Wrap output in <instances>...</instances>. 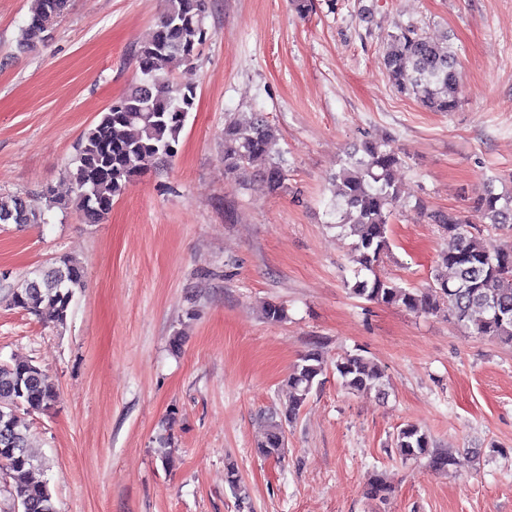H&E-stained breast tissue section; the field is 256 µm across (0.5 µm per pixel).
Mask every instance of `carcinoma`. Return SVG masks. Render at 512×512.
Instances as JSON below:
<instances>
[{
    "mask_svg": "<svg viewBox=\"0 0 512 512\" xmlns=\"http://www.w3.org/2000/svg\"><path fill=\"white\" fill-rule=\"evenodd\" d=\"M69 0H30L29 16L20 47L35 40L64 17ZM206 0H164V8L151 35L141 43L136 62L142 78L112 101L78 144L75 166L67 172L74 194L72 204L85 223L99 224L127 186L146 171V162H166L178 152L179 136L195 107L196 88L174 82L180 66H191L207 40L204 24ZM388 76L400 94L415 97L432 112H451L459 104L460 70L450 47L406 27L392 36L384 58ZM278 131L255 115L224 126V165L234 173L246 165L260 164V179L268 191L284 187ZM401 164L385 141H367L362 154L351 153L336 174L332 213L334 227L353 239L358 264L352 293L368 302L397 305L430 314L446 307L448 315L475 336L512 344V245H497L480 228L454 213L436 212L431 220L446 236L433 281L425 288H403L377 273L390 249L389 219L401 201L395 170ZM477 205L489 223L512 229V196L487 188ZM44 211L35 199L0 196V224H43ZM81 264L61 256L45 272L11 289V304L46 324L66 322L71 303L84 285ZM345 388L385 394V371L365 356L346 355L336 362ZM321 358L312 349L288 373V399L279 418L269 417L257 451L265 459L280 460L285 453L284 424L300 414L317 377ZM56 400L54 381L32 361L14 359L0 363V414L9 423L0 433V468L6 475V492L24 512H57L50 483L34 478L38 461L28 445V426L21 410L49 411ZM398 455L421 459L435 472H445L453 457L432 447L430 436L416 424L399 429L394 438ZM392 486L380 474L367 483L365 495L384 501Z\"/></svg>",
    "mask_w": 512,
    "mask_h": 512,
    "instance_id": "carcinoma-1",
    "label": "carcinoma"
}]
</instances>
